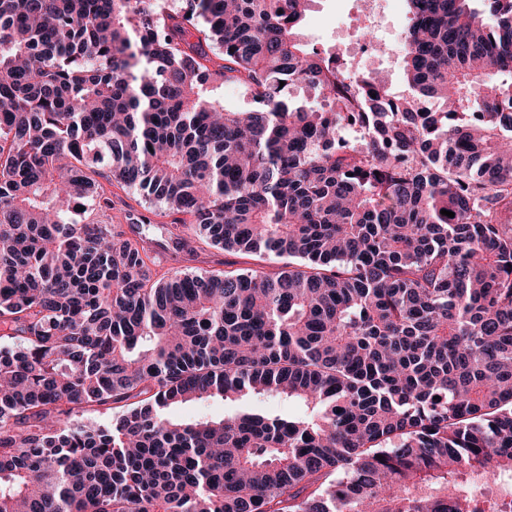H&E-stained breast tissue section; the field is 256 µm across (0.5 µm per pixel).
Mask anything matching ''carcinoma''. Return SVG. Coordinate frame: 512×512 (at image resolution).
Here are the masks:
<instances>
[{
    "mask_svg": "<svg viewBox=\"0 0 512 512\" xmlns=\"http://www.w3.org/2000/svg\"><path fill=\"white\" fill-rule=\"evenodd\" d=\"M310 2L0 0V512H512V0H407L391 105ZM104 169L286 261L158 273ZM404 49V41L403 39H399L393 48L390 49L391 55H399ZM376 66L382 69L385 73L388 74L389 82L394 88L395 91L402 93L407 86L404 81V61L403 54L399 56L398 63L384 62L383 66L388 67V69H384L383 66H379V63L376 61ZM245 409H256L268 413H299L301 407L286 398L262 396L241 398L236 401L210 400L204 403H185L170 409L169 416L177 420H188L198 416L220 417Z\"/></svg>",
    "mask_w": 512,
    "mask_h": 512,
    "instance_id": "obj_1",
    "label": "carcinoma"
}]
</instances>
